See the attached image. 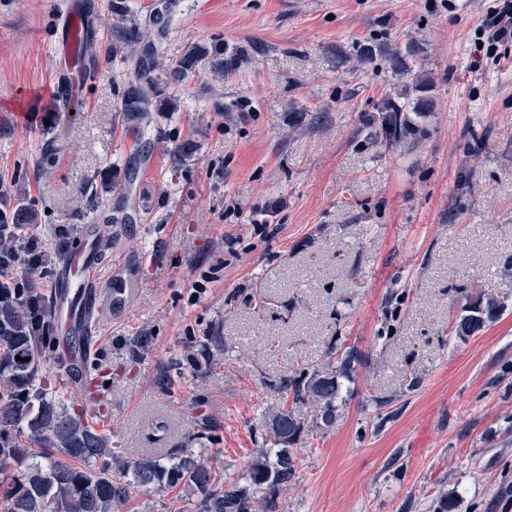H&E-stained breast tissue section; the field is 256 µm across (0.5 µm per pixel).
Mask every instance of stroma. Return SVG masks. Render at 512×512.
<instances>
[{"mask_svg": "<svg viewBox=\"0 0 512 512\" xmlns=\"http://www.w3.org/2000/svg\"><path fill=\"white\" fill-rule=\"evenodd\" d=\"M71 2L0 0V207L38 211L24 230L50 256L30 277L45 296L81 226L102 222L90 184H123L135 144L112 0H93L77 112L32 108L55 95ZM178 3L169 59L208 54L179 111L154 117L101 270L134 281L95 313L114 448L200 446L241 478L274 417L312 413L279 377L352 346L342 415L295 443L279 512H438L445 494L457 512H512V306L472 337L452 330L471 298L512 296V46L496 63L475 35L493 0ZM390 50L433 82L413 147L370 134L405 82ZM187 139L194 158L173 163ZM195 502L137 490L123 512Z\"/></svg>", "mask_w": 512, "mask_h": 512, "instance_id": "stroma-1", "label": "stroma"}]
</instances>
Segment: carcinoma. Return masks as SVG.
<instances>
[{
    "instance_id": "obj_1",
    "label": "carcinoma",
    "mask_w": 512,
    "mask_h": 512,
    "mask_svg": "<svg viewBox=\"0 0 512 512\" xmlns=\"http://www.w3.org/2000/svg\"><path fill=\"white\" fill-rule=\"evenodd\" d=\"M177 6L178 0H163L161 8L153 5L144 17L130 23L124 3L112 4L125 41L113 54L134 65L133 78L121 92L119 112L136 134V151L124 167V200L107 205L106 224L126 223L123 211L150 144L145 136L151 114L178 111L179 99L172 90L189 78L206 54L205 48L193 47L162 69ZM431 86L429 80L410 75L397 97L377 108L384 116L375 134L397 144L411 138L417 124L409 113L420 116L432 111ZM37 221V212L27 204L0 210V225H9L0 233V260L7 261L18 251V233ZM507 302L506 295L489 296L465 308L454 322L457 337L482 330L506 310ZM50 324V299L9 285L0 287V512H121L135 488L149 492L177 487L197 496L195 512H278L275 498L258 500L254 487L265 485L275 491L297 479L299 457L288 444L308 427L324 430L336 425L346 401L337 371L357 360L356 349L348 347L338 351V366L285 372L279 387L293 394V402L310 403L314 414L309 422L288 410L273 418L267 447L256 449L242 482L224 478L210 460L186 446L164 456H123L112 448L110 435L60 400L47 375L39 373L41 363L53 358L54 337L47 335ZM19 424L26 425L29 440L39 445L33 461L13 434ZM11 460L24 469L8 472L5 466Z\"/></svg>"
}]
</instances>
